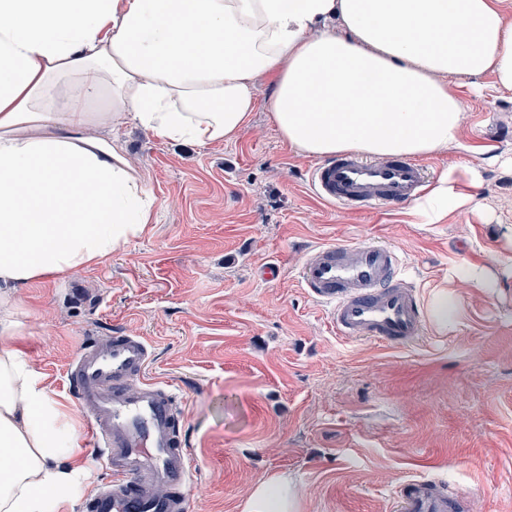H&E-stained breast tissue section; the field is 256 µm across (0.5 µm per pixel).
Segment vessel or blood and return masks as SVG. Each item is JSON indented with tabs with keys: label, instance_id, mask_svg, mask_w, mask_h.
Here are the masks:
<instances>
[{
	"label": "vessel or blood",
	"instance_id": "obj_1",
	"mask_svg": "<svg viewBox=\"0 0 512 512\" xmlns=\"http://www.w3.org/2000/svg\"><path fill=\"white\" fill-rule=\"evenodd\" d=\"M321 200L344 209L387 210L421 197L426 166L403 159L346 153L313 168ZM404 259L391 245L321 244L306 253L298 279L338 336L388 347L417 344L426 312ZM147 341L134 334L86 337L68 371L71 395L88 421L90 439L112 474L110 485L85 499L83 512H188L191 454L175 393L145 373ZM396 512H470L466 493L420 476L395 492Z\"/></svg>",
	"mask_w": 512,
	"mask_h": 512
}]
</instances>
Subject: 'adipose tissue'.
I'll return each instance as SVG.
<instances>
[{
    "label": "adipose tissue",
    "mask_w": 512,
    "mask_h": 512,
    "mask_svg": "<svg viewBox=\"0 0 512 512\" xmlns=\"http://www.w3.org/2000/svg\"><path fill=\"white\" fill-rule=\"evenodd\" d=\"M486 74L512 95V0H0V512H55L88 479L15 345V303L152 222L100 129L135 121L208 146L261 106L309 157L424 158L457 140L456 80ZM473 199L443 180L413 209L434 221ZM244 512H295V493L259 481Z\"/></svg>",
    "instance_id": "ef3b65f1"
}]
</instances>
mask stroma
I'll return each instance as SVG.
<instances>
[{
    "label": "stroma",
    "instance_id": "obj_1",
    "mask_svg": "<svg viewBox=\"0 0 512 512\" xmlns=\"http://www.w3.org/2000/svg\"><path fill=\"white\" fill-rule=\"evenodd\" d=\"M463 105L457 142L423 163L431 184L476 182L475 199L433 224L406 205L318 200L315 159L261 108L205 147L113 126L154 198L147 233L98 268L20 291L23 357L85 450L88 481L62 512L110 480L67 367L84 337L123 332L147 339L148 377L182 401L191 512H243L258 481L280 476L297 512H391L396 487L420 474L469 493L470 512H512V96L485 75ZM365 241L401 253L425 307L447 292V327L428 321L397 349L331 331L298 266L309 246ZM271 263L278 274L262 278ZM473 266L482 281L465 279Z\"/></svg>",
    "mask_w": 512,
    "mask_h": 512
}]
</instances>
